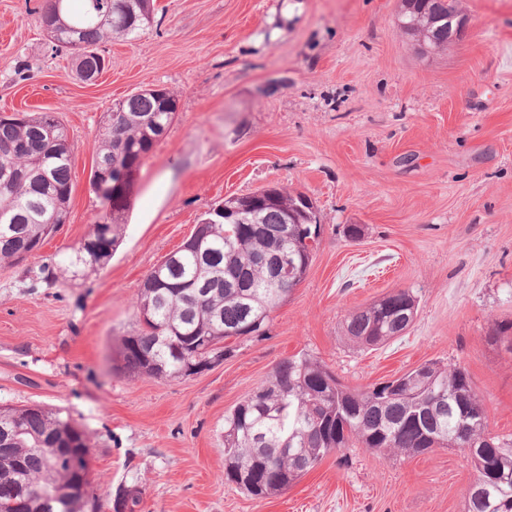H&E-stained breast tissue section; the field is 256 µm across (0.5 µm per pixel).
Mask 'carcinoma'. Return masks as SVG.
<instances>
[{"label": "carcinoma", "instance_id": "carcinoma-1", "mask_svg": "<svg viewBox=\"0 0 512 512\" xmlns=\"http://www.w3.org/2000/svg\"><path fill=\"white\" fill-rule=\"evenodd\" d=\"M50 0L41 26L56 34L58 47L74 57L85 80L101 74L107 59L99 49L107 38L132 39L151 27L154 0ZM400 23L409 29L429 18L440 45L448 43L450 0H404ZM178 112L174 95L163 99L152 88L118 100L104 113L90 181L112 170L128 181L166 136ZM54 112L0 118V262L21 263L64 223L72 193L71 147ZM292 193L272 189L252 206L249 224L221 221L202 225L195 244L181 246L146 276L136 302L138 330L121 339L117 372L128 376L175 378L189 363L230 352L224 341L267 334L272 311L292 293L273 275L287 254L304 279L310 263L299 225L287 223ZM127 209L119 194L110 220L95 221L80 242V260L104 264L95 247L103 231L119 243ZM412 292L400 289L349 313L345 332L355 343L376 349L393 339L394 317ZM491 345L508 343L512 322L494 324ZM402 387L379 396L375 386L351 389L316 359L294 355L279 362L266 382L224 418V479L254 499L282 491L327 455L354 443L383 451L419 454L435 448L463 450L475 476L467 512H512V439L488 431L487 410L468 371L459 364L424 363L399 376ZM73 424L45 407L0 408V512H80L91 497L89 448L60 451L50 441ZM140 494L123 492L113 512H136Z\"/></svg>", "mask_w": 512, "mask_h": 512}]
</instances>
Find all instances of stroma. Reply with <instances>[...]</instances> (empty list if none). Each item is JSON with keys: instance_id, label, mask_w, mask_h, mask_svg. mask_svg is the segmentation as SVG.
<instances>
[{"instance_id": "35a3bbf8", "label": "stroma", "mask_w": 512, "mask_h": 512, "mask_svg": "<svg viewBox=\"0 0 512 512\" xmlns=\"http://www.w3.org/2000/svg\"><path fill=\"white\" fill-rule=\"evenodd\" d=\"M0 0V115L58 113L73 146L65 224L0 266V406L57 411L88 441L97 494L139 491V512H466L474 471L456 448L385 454L356 444L258 501L224 479V417L302 353L365 388L436 361L467 369L488 428L512 438V0H457L437 49L400 28L403 0H156L151 28L101 45L82 81L39 18ZM175 93L166 138L136 175L122 241L92 267L75 250L101 207L90 171L104 112L145 88ZM304 192L322 226L303 282L268 334L188 377L118 374L145 276L233 195ZM360 238L347 234L351 225ZM410 290V329L377 349L348 314Z\"/></svg>"}]
</instances>
